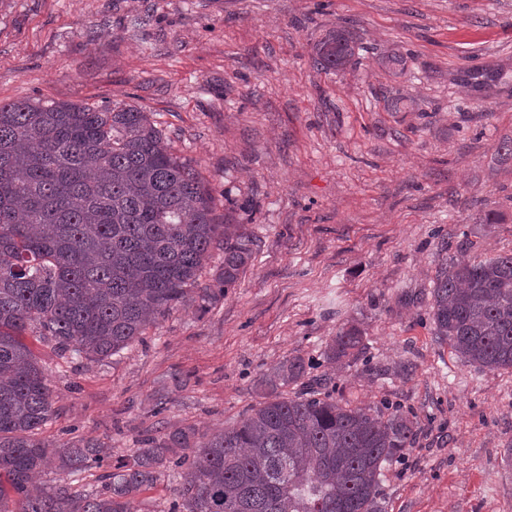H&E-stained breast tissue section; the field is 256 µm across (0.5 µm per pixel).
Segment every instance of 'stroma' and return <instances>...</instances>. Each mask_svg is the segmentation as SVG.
Wrapping results in <instances>:
<instances>
[{"mask_svg": "<svg viewBox=\"0 0 512 512\" xmlns=\"http://www.w3.org/2000/svg\"><path fill=\"white\" fill-rule=\"evenodd\" d=\"M339 27L355 65L316 70ZM33 99L142 106L260 244L223 297L111 359L25 336L41 439L116 462L173 427L199 445L299 355L306 383L413 416L384 512H512V369L462 361L430 311L444 261L512 252V0H0V102ZM343 327L365 348L335 362Z\"/></svg>", "mask_w": 512, "mask_h": 512, "instance_id": "1", "label": "stroma"}]
</instances>
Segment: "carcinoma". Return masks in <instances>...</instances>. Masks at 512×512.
Returning <instances> with one entry per match:
<instances>
[{
  "instance_id": "carcinoma-1",
  "label": "carcinoma",
  "mask_w": 512,
  "mask_h": 512,
  "mask_svg": "<svg viewBox=\"0 0 512 512\" xmlns=\"http://www.w3.org/2000/svg\"><path fill=\"white\" fill-rule=\"evenodd\" d=\"M343 29L314 46L319 71L356 63ZM224 241V296L259 248L241 224L216 222L200 174L175 157L148 113L132 104L0 103V501L16 512H134L136 497L169 469L183 474L168 512H382L380 476L412 443L398 410L315 391L282 392L306 375L295 356L265 375L266 400L195 447L193 432L147 436L131 460L77 439H38L55 413L27 332L63 353L104 360L139 340L199 285L215 241ZM435 336L465 362L512 369V252L441 267L432 290ZM339 331L327 355L358 352ZM102 469L85 493L63 481L40 491L48 470Z\"/></svg>"
}]
</instances>
